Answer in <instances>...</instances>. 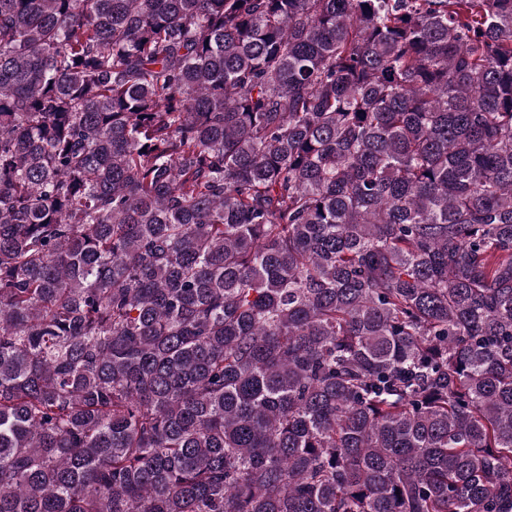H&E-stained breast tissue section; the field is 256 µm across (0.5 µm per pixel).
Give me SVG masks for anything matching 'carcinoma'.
I'll use <instances>...</instances> for the list:
<instances>
[{"instance_id":"cac0c4a2","label":"carcinoma","mask_w":512,"mask_h":512,"mask_svg":"<svg viewBox=\"0 0 512 512\" xmlns=\"http://www.w3.org/2000/svg\"><path fill=\"white\" fill-rule=\"evenodd\" d=\"M0 512H512V0H0Z\"/></svg>"}]
</instances>
